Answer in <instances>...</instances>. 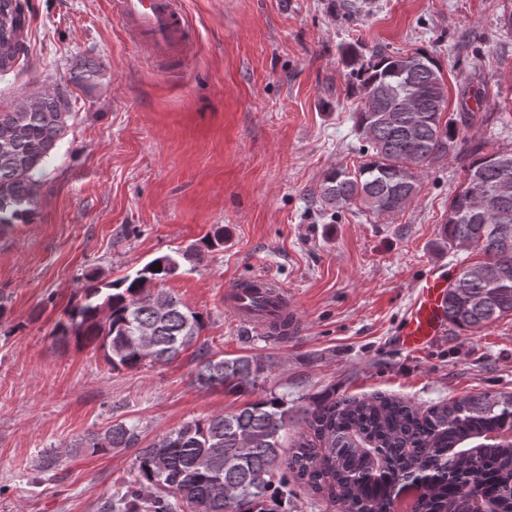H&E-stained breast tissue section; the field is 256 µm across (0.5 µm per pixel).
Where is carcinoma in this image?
<instances>
[{"mask_svg":"<svg viewBox=\"0 0 512 512\" xmlns=\"http://www.w3.org/2000/svg\"><path fill=\"white\" fill-rule=\"evenodd\" d=\"M15 0H0V64L6 72L23 51ZM348 86L359 102L355 126L363 145L354 170H328L319 203L339 213L361 206L373 216L395 214L419 191V169L463 154L465 178L448 205L443 234L448 246L477 250L484 260L461 268L448 288V321L462 330L484 327L512 315V151H485L487 142L459 148L446 117V86L438 61L422 50L389 54L349 46ZM95 63L71 78L86 90L96 86ZM68 83L52 95L31 94L0 110V233L34 212L40 182L35 175L74 119ZM157 257L116 281L83 288L81 302L56 326V335L100 342L114 370L144 362L168 363L196 344L202 315L151 284L176 273L181 260ZM161 270H154V263ZM197 379L232 391L254 388L266 367L254 357L226 358L200 345ZM291 421L288 399L262 398L238 410L193 420L138 449L135 477L100 506L99 512H279L288 502V478L300 480L340 512H390L398 484L434 476L415 512H472L481 501L512 512V443L493 436L512 429V395L494 391L423 408L386 395L341 397L305 410L307 431L282 457V432ZM134 427L122 422L97 433L91 454L134 448ZM385 471L381 481L369 472Z\"/></svg>","mask_w":512,"mask_h":512,"instance_id":"1","label":"carcinoma"}]
</instances>
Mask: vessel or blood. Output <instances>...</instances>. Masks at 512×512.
<instances>
[{"label": "vessel or blood", "instance_id": "1", "mask_svg": "<svg viewBox=\"0 0 512 512\" xmlns=\"http://www.w3.org/2000/svg\"><path fill=\"white\" fill-rule=\"evenodd\" d=\"M113 16L122 21L132 39L147 38L153 53L166 57L188 51L194 33L181 0H109ZM449 279L444 266H433L415 285L414 297L398 331L406 349L425 350L445 336L449 322L444 298ZM288 292L280 282L256 275L234 282L224 294L226 306L237 322L256 334L278 338L277 326Z\"/></svg>", "mask_w": 512, "mask_h": 512}]
</instances>
